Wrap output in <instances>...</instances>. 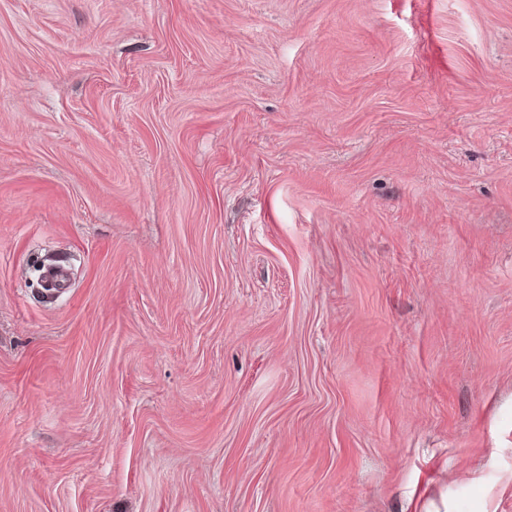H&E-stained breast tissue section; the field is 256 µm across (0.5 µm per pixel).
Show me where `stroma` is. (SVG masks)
<instances>
[{"mask_svg":"<svg viewBox=\"0 0 512 512\" xmlns=\"http://www.w3.org/2000/svg\"><path fill=\"white\" fill-rule=\"evenodd\" d=\"M0 512H512V0H0Z\"/></svg>","mask_w":512,"mask_h":512,"instance_id":"1","label":"stroma"}]
</instances>
